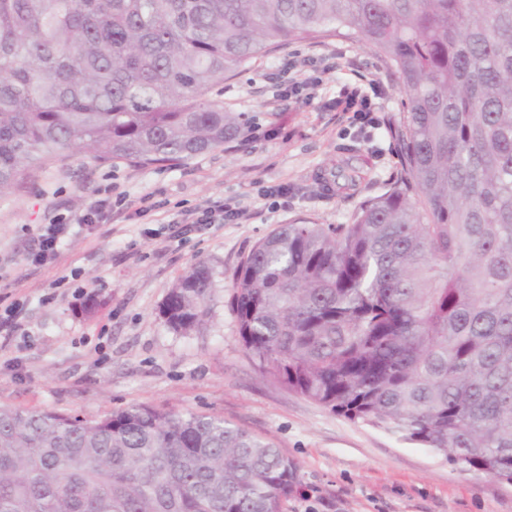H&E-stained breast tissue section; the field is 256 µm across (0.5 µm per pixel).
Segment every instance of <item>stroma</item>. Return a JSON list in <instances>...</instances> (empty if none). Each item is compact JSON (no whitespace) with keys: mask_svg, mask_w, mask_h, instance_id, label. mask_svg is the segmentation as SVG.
I'll return each instance as SVG.
<instances>
[{"mask_svg":"<svg viewBox=\"0 0 512 512\" xmlns=\"http://www.w3.org/2000/svg\"><path fill=\"white\" fill-rule=\"evenodd\" d=\"M297 86L303 99L287 96ZM402 85L392 64L333 32L270 47L211 97L253 119L256 135L183 162L97 164L71 155L0 196V299L15 305L0 335V407L95 418L133 405L223 417L298 465L283 512H512V485L432 449L354 423L273 382L244 354L229 305L233 275L284 224H345L385 192L399 158L391 127ZM372 95L374 121L343 105ZM354 146L365 179L352 194L319 178ZM287 187V197H266ZM111 193L98 222L68 238L57 263H27L31 234ZM229 202L238 222L187 228L183 214ZM212 275L205 323L174 331L161 309L197 262ZM98 301L87 313L90 301Z\"/></svg>","mask_w":512,"mask_h":512,"instance_id":"stroma-1","label":"stroma"}]
</instances>
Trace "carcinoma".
Returning <instances> with one entry per match:
<instances>
[{
	"instance_id": "obj_1",
	"label": "carcinoma",
	"mask_w": 512,
	"mask_h": 512,
	"mask_svg": "<svg viewBox=\"0 0 512 512\" xmlns=\"http://www.w3.org/2000/svg\"><path fill=\"white\" fill-rule=\"evenodd\" d=\"M345 31L400 74V172L349 224H284L233 277L245 352L352 422L512 475V0H0V195L64 152L143 166L245 138L210 90ZM354 167L322 178L356 189ZM202 262L162 313L201 326ZM298 465L224 418L0 408V512H282Z\"/></svg>"
}]
</instances>
